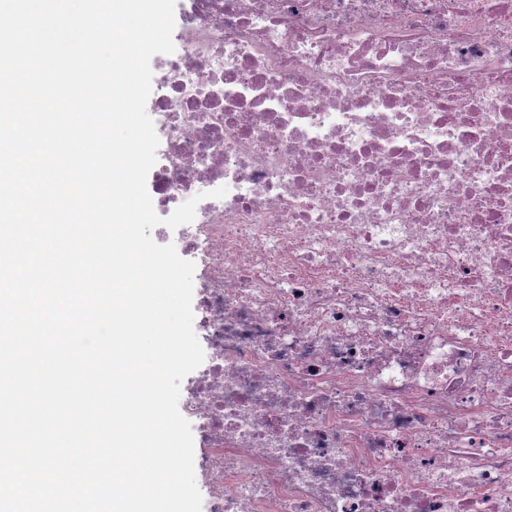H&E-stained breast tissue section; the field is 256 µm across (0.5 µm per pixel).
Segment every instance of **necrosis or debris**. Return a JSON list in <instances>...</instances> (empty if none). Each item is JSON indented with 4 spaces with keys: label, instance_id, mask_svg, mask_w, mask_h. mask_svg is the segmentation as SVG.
<instances>
[{
    "label": "necrosis or debris",
    "instance_id": "necrosis-or-debris-1",
    "mask_svg": "<svg viewBox=\"0 0 512 512\" xmlns=\"http://www.w3.org/2000/svg\"><path fill=\"white\" fill-rule=\"evenodd\" d=\"M175 10L204 512H512V0Z\"/></svg>",
    "mask_w": 512,
    "mask_h": 512
}]
</instances>
